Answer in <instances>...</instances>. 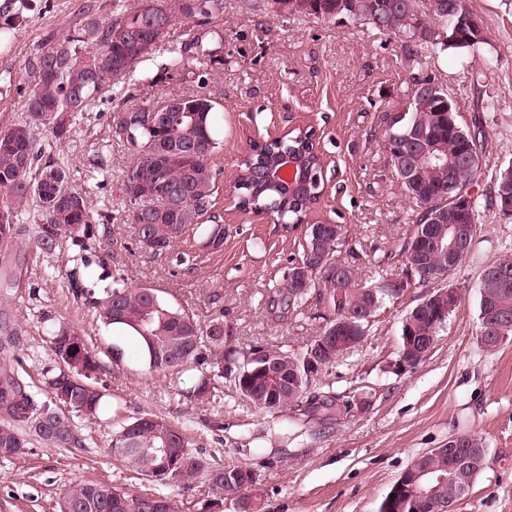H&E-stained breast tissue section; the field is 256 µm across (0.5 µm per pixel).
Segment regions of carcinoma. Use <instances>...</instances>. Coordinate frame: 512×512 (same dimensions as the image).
<instances>
[{"label": "carcinoma", "instance_id": "cac0c4a2", "mask_svg": "<svg viewBox=\"0 0 512 512\" xmlns=\"http://www.w3.org/2000/svg\"><path fill=\"white\" fill-rule=\"evenodd\" d=\"M350 6L336 11L338 0H310V14L323 20L345 15L366 22L396 37L421 18L429 28L448 29L450 15L429 14L426 0H349ZM160 14L150 19L138 8H126L120 0H106L98 10H88L73 32L41 51L27 65L31 90L20 121L0 130V210L9 215L8 227L0 226V297L18 285L23 263L12 258L22 227L20 217L28 206L38 211L36 247L51 252L68 236L78 234L89 223L92 182L75 187L65 169L51 155L53 144L70 138L76 121L91 102L132 80L137 67L150 59L172 26L181 23L190 32L196 24L224 12V0H157ZM107 10V20L98 16ZM215 49L199 44L197 38L168 51L155 69L144 75L148 85L164 80H179L193 63L204 65ZM153 112L169 114V120L155 130L143 123ZM215 103L205 95L190 94L161 104L123 108L113 116L112 136L131 153V165L118 187L121 211L128 223H134L133 211L150 215L157 235V253L168 251L187 231L193 230L205 241L224 243V225L204 224L213 196L214 175L208 159L218 148L214 130ZM429 136L440 146L446 162L416 172L409 178L399 171V162L407 149L411 130ZM45 131L50 141L43 143L37 134ZM388 161L405 196L418 207L416 220L403 240L395 244L391 255L398 258L402 277L409 273L415 284L425 287L444 283V276L459 268L468 257L455 258L436 247L427 250L423 269L409 271V250L429 238L431 231H448L450 225L469 227V242L479 231V201L472 199L471 211L460 199L471 195V187L480 178L487 149V136L474 131L448 111V100L424 99L414 89L405 105L404 118L389 117L383 134ZM289 151L301 161L304 171L313 176L321 172V158L312 135L299 128L279 140L264 143L250 157L237 164L240 183L235 203L260 210L274 201L283 214L282 229L303 228L308 212L318 203L323 186L290 195L275 187L258 183L253 177L258 163L271 165ZM181 191L182 201L173 204L168 191ZM442 216L438 222L436 216ZM343 224H311L304 228V243L299 259L292 261L288 276L269 295L270 310L281 314L304 313L311 295L324 305L319 315L322 325L316 336L299 350L259 342H241L224 329V316L200 322L195 315L174 306L152 288H129L117 284L94 301L98 318L106 326L123 325L138 340L149 369L167 371L191 364L200 369L194 385L178 390L180 399L193 405L214 403L220 385L232 388L242 405L262 411L282 422L297 419L326 429L340 419L338 411L349 409L355 399L336 393L326 381L328 373L310 376L309 357L320 349L323 340L331 347L346 343L337 354L324 360L332 367L361 347L368 339L376 315L402 292L389 287V278L368 282L346 263L336 264L338 248L348 242ZM339 266L337 275L329 270ZM450 315L441 316L430 305L417 301L402 317L398 329V356L417 359L415 344L431 336L440 338ZM79 338L78 345L68 337ZM478 342L487 352L500 347L498 339L512 340V258L504 257L486 265L479 277ZM50 349L58 364V373L48 381L46 399H41L19 374L22 340L18 329L8 328L0 320V458H16L27 453L28 442L19 426L29 434L56 448H79L82 440L72 429V420L53 402L59 388H72L76 412L95 419L101 412L105 394L88 395L72 378L94 384V378L74 372L63 357L72 351L91 372L100 370L98 354L84 339L82 330L72 324L56 328L50 337ZM459 448H484L476 434L464 433L448 438ZM112 449L129 472L162 488L176 487L194 491L212 481L210 494L224 496L237 504V512H254L256 484L251 469L220 458L204 459L189 450L184 432L156 413H144L121 425L112 441ZM180 455L184 463L177 477L165 474L161 465L165 456ZM488 465V456L475 457L473 465L453 477L440 491L442 512H456L460 500L468 495L477 477ZM68 502L81 504L80 512H178V501L156 492L131 497L105 482H75L66 492Z\"/></svg>", "mask_w": 512, "mask_h": 512}]
</instances>
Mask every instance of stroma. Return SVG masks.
Instances as JSON below:
<instances>
[{"mask_svg":"<svg viewBox=\"0 0 512 512\" xmlns=\"http://www.w3.org/2000/svg\"><path fill=\"white\" fill-rule=\"evenodd\" d=\"M86 2L0 0V130L23 115L27 62L49 38L74 29ZM468 3L488 38L474 55L409 47L345 17L277 14L270 0H224L223 14L195 29L204 45L219 47L210 64L153 87L133 79L120 94L128 107L193 93L216 104L211 213L224 226V243L216 249L192 232L161 255L139 247L117 210L130 153L111 137L113 102L93 103L71 140L53 150L72 185L92 178L98 183L88 231L47 254L34 245L33 217L24 216L17 251L27 273L11 311L25 338L23 366L35 385L55 374L48 336L68 322L99 354L97 386L106 403L95 420L72 413L83 448H56L34 438L25 456L0 459V512H59L64 490L79 481L106 482L132 495L151 491L111 451L121 423L144 412L183 429L193 451L252 468L262 512H379L417 454L452 435L476 434L486 442L488 465L457 512H512V341L487 352L477 339L479 274L490 262L512 258V217L481 209L473 251L447 279L460 288L462 302L436 348L412 371L398 374L390 364L397 358L399 322L426 288H410L380 310L367 343L328 377L335 391L368 400L369 407L320 437L302 424L274 430L266 413L246 410L229 391L216 406L182 402L175 389L192 386L198 369L149 370L136 341L113 335L92 305L117 281L155 289L203 322L223 314L245 342L292 349L309 343L318 321H278L267 312L269 292L299 256L303 237L282 235L267 217L231 206L238 159L249 140L313 126L325 189L308 222L347 225L339 258L356 266L359 276L376 280L394 272L387 255L405 237L416 209L388 162L381 134L387 115L402 111L414 79L441 83L462 123L481 119L488 146L473 195L485 196L498 169L512 164V0ZM116 348L122 360L113 359Z\"/></svg>","mask_w":512,"mask_h":512,"instance_id":"stroma-1","label":"stroma"}]
</instances>
